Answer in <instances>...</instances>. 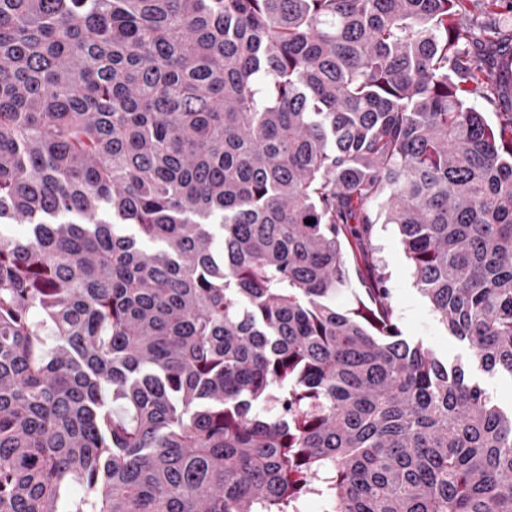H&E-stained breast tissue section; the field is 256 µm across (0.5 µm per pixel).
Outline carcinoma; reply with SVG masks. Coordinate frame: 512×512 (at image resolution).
Here are the masks:
<instances>
[{"label":"carcinoma","instance_id":"carcinoma-1","mask_svg":"<svg viewBox=\"0 0 512 512\" xmlns=\"http://www.w3.org/2000/svg\"><path fill=\"white\" fill-rule=\"evenodd\" d=\"M511 22L0 0V512H512V409L401 335L373 245L512 377Z\"/></svg>","mask_w":512,"mask_h":512}]
</instances>
